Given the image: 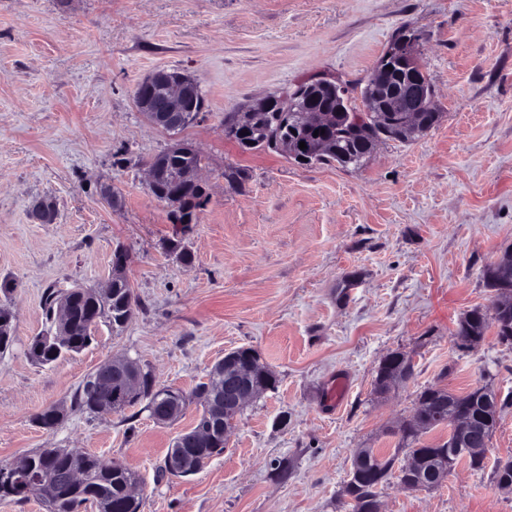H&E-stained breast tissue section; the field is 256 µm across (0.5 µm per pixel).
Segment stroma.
Segmentation results:
<instances>
[{"label":"stroma","instance_id":"obj_1","mask_svg":"<svg viewBox=\"0 0 512 512\" xmlns=\"http://www.w3.org/2000/svg\"><path fill=\"white\" fill-rule=\"evenodd\" d=\"M414 33L439 120L380 143L361 166L302 165L244 151L224 115L315 74L363 86L391 40ZM174 69L206 109L180 134L134 102L147 75ZM203 154L209 201L186 235L191 264L167 242V207L146 164L174 139ZM240 172L229 186L226 169ZM122 194L108 207L100 187ZM53 204L55 221L31 213ZM130 254L139 308L120 334L49 366L27 354L44 328L47 289L101 288L117 246ZM512 245V0H0V306L15 338L0 354V462L77 448L142 478L140 512H351L356 449L383 454L417 391L491 383L505 406L489 464L459 460L446 482L411 491L390 479L383 512H512L497 459L512 457V345L487 334L460 347L458 319L491 303L484 272ZM254 349L274 390L238 416L224 452L196 473L158 468L202 407L170 424L141 405L96 417L75 396L117 353L192 392L224 354ZM400 350L412 378L388 400L377 367ZM66 416L54 429L37 416Z\"/></svg>","mask_w":512,"mask_h":512}]
</instances>
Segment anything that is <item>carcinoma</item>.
I'll return each mask as SVG.
<instances>
[{
    "label": "carcinoma",
    "mask_w": 512,
    "mask_h": 512,
    "mask_svg": "<svg viewBox=\"0 0 512 512\" xmlns=\"http://www.w3.org/2000/svg\"><path fill=\"white\" fill-rule=\"evenodd\" d=\"M392 69H387V66ZM406 72V65L392 56L388 61L374 67L360 98L349 95L348 89L336 81L321 79L306 81L294 89L269 94L266 105L259 108L246 105L236 112L224 115V132L232 134L230 140L242 150H260L279 152V144L292 136L305 142L316 163L335 162L343 167L358 166L373 152L376 145L384 139L407 140L422 135L431 129L439 119V113L428 112L429 124L406 130L405 113L380 112L376 95L396 83V78ZM361 104H356V101ZM325 107L338 112L337 120L325 128L305 126L301 123L299 111L310 105ZM325 130L318 136L315 131ZM247 134H242V131ZM202 155L193 150L181 156L169 159L163 151L154 157L159 164L158 175L152 196L171 207L169 219L173 224L197 223V212L205 207L207 195L201 183H183L175 181L183 168L202 167ZM484 277L491 288L512 289V246L504 248L497 260L486 268ZM56 291L50 290L45 298L46 329L49 333L56 324ZM138 301L130 286L122 285L112 291L103 301L90 292H85L76 301L73 313L71 336L67 345L61 347L52 356L41 357L30 353V357L40 364H49L66 354H78L86 349L94 336L87 332L89 322L97 318L120 331L132 319ZM489 329L488 322L474 309L460 318L455 336L460 347H471L470 338L484 339ZM155 378L147 371L141 375L139 399L147 401L146 408L161 403H187L183 391L170 386H154ZM91 378H86L75 404L91 413H96L95 398L92 393ZM469 411L478 424L485 429V438L491 439L498 423L499 401L495 393H482L474 388L465 394H456L444 387L430 386L421 390L415 401L414 414L427 424L416 429L408 426L399 429L400 447L406 455L413 457L420 470L439 468L451 471L454 463L462 458L453 432L448 438L427 444L422 435L439 427H451L456 416ZM396 456L375 452L362 476L353 479L351 486L345 488L351 499L352 512H368V507L378 497V488L392 473ZM9 466L25 472L38 471L43 479L53 484L64 472H75L80 480L64 487L49 504L50 512H79L86 503H106L116 512H139L140 502L128 497V487L139 484V475L128 469H115L112 460L94 453L79 451L72 453L64 448H42L36 452L20 456L9 462Z\"/></svg>",
    "instance_id": "obj_1"
}]
</instances>
